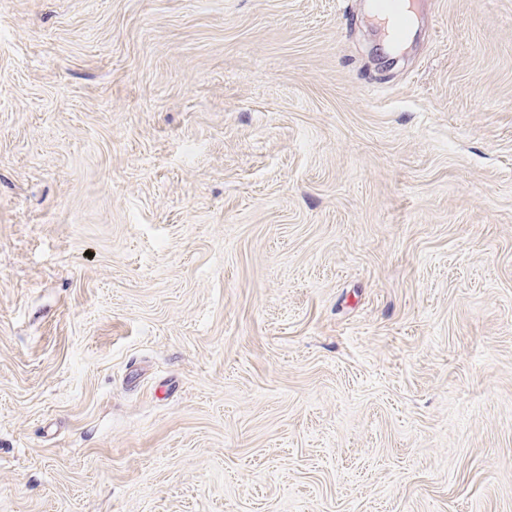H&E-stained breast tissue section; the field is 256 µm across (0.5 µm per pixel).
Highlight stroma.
Segmentation results:
<instances>
[{"instance_id":"35a3bbf8","label":"stroma","mask_w":512,"mask_h":512,"mask_svg":"<svg viewBox=\"0 0 512 512\" xmlns=\"http://www.w3.org/2000/svg\"><path fill=\"white\" fill-rule=\"evenodd\" d=\"M0 0V512H512V0ZM378 10V16H384L383 19L389 23V17L400 21V27L403 28L407 22V2L405 0H374Z\"/></svg>"}]
</instances>
